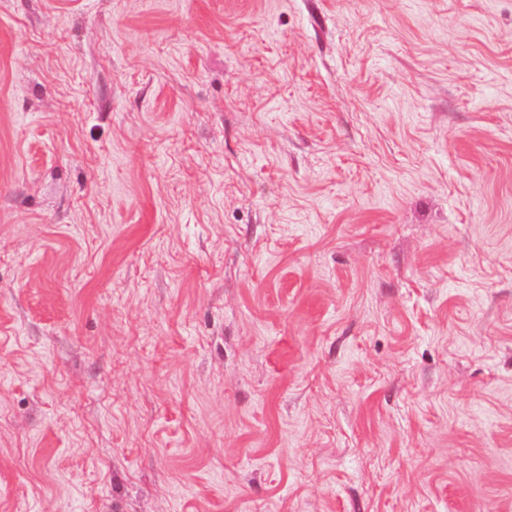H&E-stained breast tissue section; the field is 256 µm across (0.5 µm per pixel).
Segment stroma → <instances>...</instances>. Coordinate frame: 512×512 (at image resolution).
<instances>
[{
  "label": "stroma",
  "instance_id": "obj_1",
  "mask_svg": "<svg viewBox=\"0 0 512 512\" xmlns=\"http://www.w3.org/2000/svg\"><path fill=\"white\" fill-rule=\"evenodd\" d=\"M0 512H512V0H0Z\"/></svg>",
  "mask_w": 512,
  "mask_h": 512
}]
</instances>
